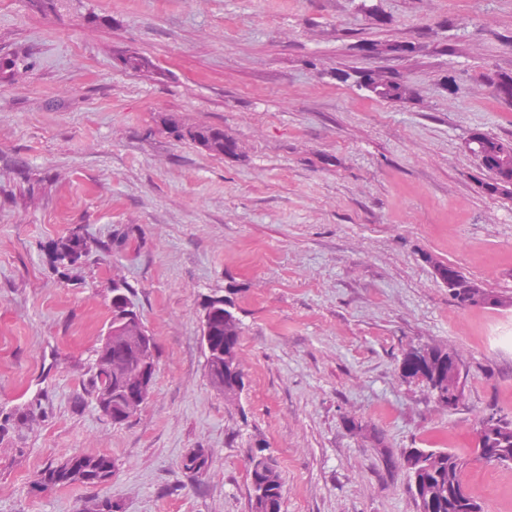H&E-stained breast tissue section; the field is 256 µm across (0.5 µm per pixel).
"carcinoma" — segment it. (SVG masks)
<instances>
[{
    "label": "carcinoma",
    "mask_w": 512,
    "mask_h": 512,
    "mask_svg": "<svg viewBox=\"0 0 512 512\" xmlns=\"http://www.w3.org/2000/svg\"><path fill=\"white\" fill-rule=\"evenodd\" d=\"M491 94L504 102H512V77H502L491 82ZM371 93L387 100H401L407 93L404 82L383 78ZM178 135L187 137L205 151L224 156L234 151V144L224 139V130L218 127L199 126L182 130ZM482 152L492 155L498 151L512 153V141L494 136L484 137ZM54 261L73 265L86 253V242L81 236H67L57 240L52 248ZM237 288L226 289L224 303L212 313L213 344L224 350L206 358V371L211 383L224 392V399L233 403L244 388V358L240 349L244 327L238 316ZM455 303L463 308L482 307L507 309L512 307V296L498 295L492 303L470 302L468 292L461 288L452 294ZM134 362V354L123 351L98 350L94 360V378L91 396L106 402L99 411L113 424L127 421L124 407L129 394L124 376L112 370V361ZM403 376L416 378L425 384L435 404L443 409H454L460 400H448V347L424 345L407 350L402 361ZM478 457L502 465L512 464V420L498 413L493 406L479 416L475 434ZM399 465L406 470L410 491L415 497L418 512H483L478 499L463 480L466 460L446 449L406 448L401 453ZM114 462L106 455L78 454L57 466H48L41 474L40 484L67 485L81 483L101 485L112 478ZM183 468L190 473H208V455L198 448L187 455ZM253 497L251 512H281L284 481L278 461L262 445L252 449L247 457Z\"/></svg>",
    "instance_id": "carcinoma-1"
}]
</instances>
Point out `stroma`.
I'll list each match as a JSON object with an SVG mask.
<instances>
[{"mask_svg": "<svg viewBox=\"0 0 512 512\" xmlns=\"http://www.w3.org/2000/svg\"><path fill=\"white\" fill-rule=\"evenodd\" d=\"M131 51L157 73L125 69ZM364 71L410 96L376 97ZM497 75L512 0H0V512H251L258 444L282 512H418L385 462L406 448L467 458L484 512H512V467L473 451L487 405L512 419V349L487 344L512 309L458 307L430 264L512 293V196L484 189L467 147L512 140ZM173 123L221 127L237 152ZM74 230L85 257L55 265ZM116 287L158 345L152 394L120 425L89 394ZM228 288L235 406L200 342ZM433 343L469 369L450 411L402 375ZM197 448L202 477L183 468ZM76 454L112 458L111 480L40 485ZM178 136L188 137L205 151L216 156H224L234 151V144L224 139V130L218 127L199 126L185 131L173 128Z\"/></svg>", "mask_w": 512, "mask_h": 512, "instance_id": "stroma-1", "label": "stroma"}]
</instances>
